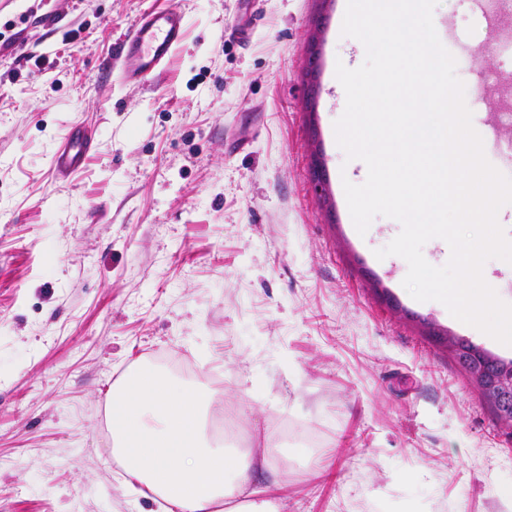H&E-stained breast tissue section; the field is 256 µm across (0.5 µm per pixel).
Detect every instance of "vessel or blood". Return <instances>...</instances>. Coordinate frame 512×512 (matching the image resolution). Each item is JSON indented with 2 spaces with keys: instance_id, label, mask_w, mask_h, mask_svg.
Returning <instances> with one entry per match:
<instances>
[{
  "instance_id": "vessel-or-blood-1",
  "label": "vessel or blood",
  "mask_w": 512,
  "mask_h": 512,
  "mask_svg": "<svg viewBox=\"0 0 512 512\" xmlns=\"http://www.w3.org/2000/svg\"><path fill=\"white\" fill-rule=\"evenodd\" d=\"M185 18L176 8L145 14L136 28L116 44L112 65L122 82L141 85L159 73L181 45ZM95 144L93 129L84 125L68 127L55 149L51 166L57 174L78 172Z\"/></svg>"
}]
</instances>
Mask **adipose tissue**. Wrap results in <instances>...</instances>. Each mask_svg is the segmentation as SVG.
<instances>
[{
	"mask_svg": "<svg viewBox=\"0 0 512 512\" xmlns=\"http://www.w3.org/2000/svg\"><path fill=\"white\" fill-rule=\"evenodd\" d=\"M210 400L151 367L114 388L112 455L128 484L161 512H277L273 499L248 497L253 461L207 436Z\"/></svg>",
	"mask_w": 512,
	"mask_h": 512,
	"instance_id": "1",
	"label": "adipose tissue"
}]
</instances>
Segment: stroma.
Wrapping results in <instances>:
<instances>
[{"mask_svg":"<svg viewBox=\"0 0 512 512\" xmlns=\"http://www.w3.org/2000/svg\"><path fill=\"white\" fill-rule=\"evenodd\" d=\"M188 22L168 68L121 84L112 47L143 14ZM346 0H0V512H156L111 465L107 394L132 363L213 392L237 449L268 456L279 512H512V425L450 337L512 358L377 259L401 230L352 222L364 182L334 123ZM258 25L248 43L236 26ZM473 119L512 136V12L439 0ZM320 31L316 114L305 104ZM98 140L53 175L67 125ZM321 155L329 197L311 174Z\"/></svg>","mask_w":512,"mask_h":512,"instance_id":"obj_1","label":"stroma"}]
</instances>
